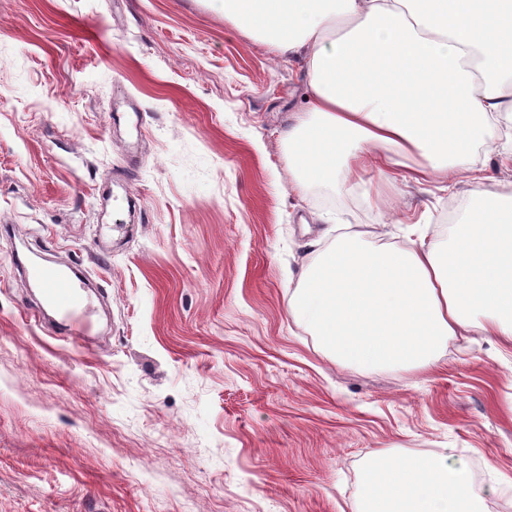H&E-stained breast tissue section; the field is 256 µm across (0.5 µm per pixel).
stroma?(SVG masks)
Masks as SVG:
<instances>
[{"mask_svg":"<svg viewBox=\"0 0 512 512\" xmlns=\"http://www.w3.org/2000/svg\"><path fill=\"white\" fill-rule=\"evenodd\" d=\"M307 99L222 0H0V512H356L368 456L435 448L512 512V349L340 366L288 311L339 234L442 245L476 200L372 169L295 186ZM19 256L81 261L95 336L30 316Z\"/></svg>","mask_w":512,"mask_h":512,"instance_id":"stroma-1","label":"stroma"}]
</instances>
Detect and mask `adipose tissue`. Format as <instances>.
<instances>
[{
	"instance_id": "obj_1",
	"label": "adipose tissue",
	"mask_w": 512,
	"mask_h": 512,
	"mask_svg": "<svg viewBox=\"0 0 512 512\" xmlns=\"http://www.w3.org/2000/svg\"><path fill=\"white\" fill-rule=\"evenodd\" d=\"M224 18L300 59L312 123L289 130L296 183L381 173L482 184L477 134L512 114V0H224ZM337 240L300 274L289 313L339 364L427 369L449 338L512 347V183L481 192L447 246ZM358 512H486L467 467L438 448L380 451L364 466Z\"/></svg>"
}]
</instances>
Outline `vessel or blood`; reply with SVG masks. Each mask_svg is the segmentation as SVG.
Masks as SVG:
<instances>
[{
  "mask_svg": "<svg viewBox=\"0 0 512 512\" xmlns=\"http://www.w3.org/2000/svg\"><path fill=\"white\" fill-rule=\"evenodd\" d=\"M28 280L40 288L44 303L65 325L69 336L79 339L92 335L94 308L87 292L90 274L83 267L64 270L51 261L23 262Z\"/></svg>",
  "mask_w": 512,
  "mask_h": 512,
  "instance_id": "vessel-or-blood-1",
  "label": "vessel or blood"
}]
</instances>
